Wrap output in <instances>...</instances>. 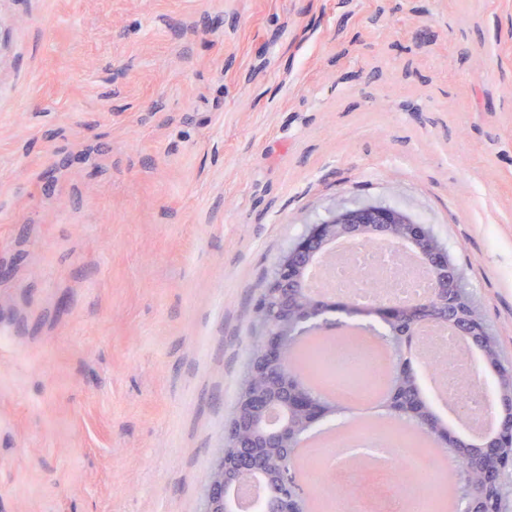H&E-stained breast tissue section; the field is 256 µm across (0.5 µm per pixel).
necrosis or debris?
<instances>
[{
  "instance_id": "necrosis-or-debris-1",
  "label": "necrosis or debris",
  "mask_w": 512,
  "mask_h": 512,
  "mask_svg": "<svg viewBox=\"0 0 512 512\" xmlns=\"http://www.w3.org/2000/svg\"><path fill=\"white\" fill-rule=\"evenodd\" d=\"M431 282L395 246L357 244L335 252L326 268L321 291L349 297L368 308L382 299L408 302L429 295ZM367 329L343 328L338 342L315 350L318 374L337 400L358 407L373 398L375 381L387 378L393 359H379L366 340ZM421 346L429 372L427 394L452 393L460 417L479 424L493 413L494 384L484 378L473 385L476 362L455 351L450 337L429 335ZM351 441L364 448L389 447L382 466L350 461L341 447L328 449L324 466L310 464L311 483L326 497L333 512H439L446 489L434 457L415 452L417 434L406 422L391 419L386 431L357 429Z\"/></svg>"
}]
</instances>
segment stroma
<instances>
[{
    "instance_id": "35a3bbf8",
    "label": "stroma",
    "mask_w": 512,
    "mask_h": 512,
    "mask_svg": "<svg viewBox=\"0 0 512 512\" xmlns=\"http://www.w3.org/2000/svg\"><path fill=\"white\" fill-rule=\"evenodd\" d=\"M363 204L512 359V0H0V512H201L280 256ZM432 250V253L434 255V258L436 260V262L439 264V266L442 268V272L445 273L447 275V279H448V293L451 291V292H456L458 294V297L460 300H462L466 306H468L467 304V300L464 298L467 297L469 299H471L470 297V293L468 292L467 288H463V291H462V295L461 294V291L459 290V288H457L458 286V273L457 271H455V269L448 264V250L447 248H445L442 244L440 245L439 249L437 248H431Z\"/></svg>"
}]
</instances>
